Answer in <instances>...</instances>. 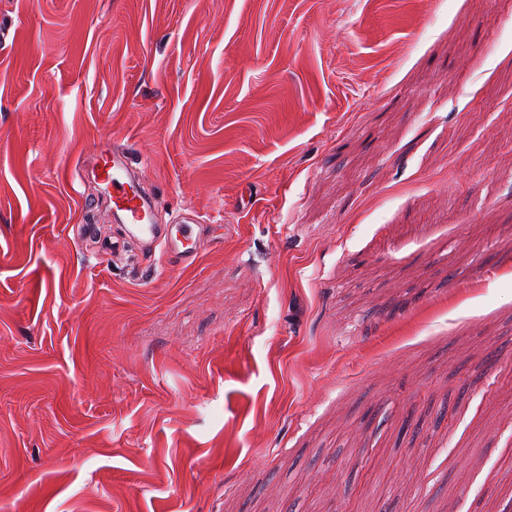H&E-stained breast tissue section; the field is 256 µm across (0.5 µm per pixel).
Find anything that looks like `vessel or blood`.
<instances>
[{
	"instance_id": "obj_1",
	"label": "vessel or blood",
	"mask_w": 512,
	"mask_h": 512,
	"mask_svg": "<svg viewBox=\"0 0 512 512\" xmlns=\"http://www.w3.org/2000/svg\"><path fill=\"white\" fill-rule=\"evenodd\" d=\"M82 165L90 166L95 178L112 202L114 223L123 225L124 241L113 242L104 256L124 250L126 243L137 244L147 253L174 258L183 267L199 259L198 240L206 226L196 212L180 210L167 223L157 219V201L142 186V170L134 166L128 149L121 143L99 141L85 152Z\"/></svg>"
}]
</instances>
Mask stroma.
<instances>
[{
    "label": "stroma",
    "instance_id": "obj_1",
    "mask_svg": "<svg viewBox=\"0 0 512 512\" xmlns=\"http://www.w3.org/2000/svg\"><path fill=\"white\" fill-rule=\"evenodd\" d=\"M0 512H512V0H0ZM81 168L91 166L92 173L112 201L115 224L124 225L125 241L102 249L110 256L124 250L126 241L137 244L150 259L157 248L161 258H175L184 268L199 260L198 240L206 229L196 212L180 210L166 224L157 219V201L142 186V170L133 165L128 149L119 142L100 140L85 152Z\"/></svg>",
    "mask_w": 512,
    "mask_h": 512
}]
</instances>
